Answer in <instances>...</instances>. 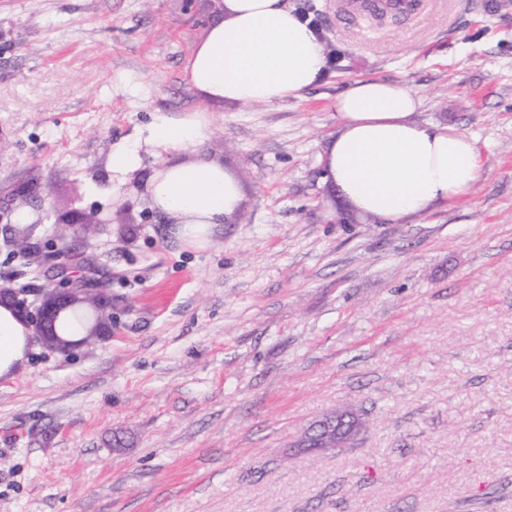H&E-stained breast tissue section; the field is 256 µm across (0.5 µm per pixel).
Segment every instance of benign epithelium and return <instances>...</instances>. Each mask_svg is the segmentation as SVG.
I'll list each match as a JSON object with an SVG mask.
<instances>
[{"label": "benign epithelium", "instance_id": "1", "mask_svg": "<svg viewBox=\"0 0 512 512\" xmlns=\"http://www.w3.org/2000/svg\"><path fill=\"white\" fill-rule=\"evenodd\" d=\"M8 296L24 314L35 337L48 347L66 352L79 345L112 333V293L100 285H81L41 289V302L32 308L18 302L17 290L0 287V296ZM86 305L95 312L94 321L77 342L62 341L56 332V321L69 308ZM362 428V423L351 411L335 410L312 423L298 438L295 447L311 452L344 448Z\"/></svg>", "mask_w": 512, "mask_h": 512}]
</instances>
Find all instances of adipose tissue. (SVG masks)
<instances>
[{
    "label": "adipose tissue",
    "mask_w": 512,
    "mask_h": 512,
    "mask_svg": "<svg viewBox=\"0 0 512 512\" xmlns=\"http://www.w3.org/2000/svg\"><path fill=\"white\" fill-rule=\"evenodd\" d=\"M317 32L286 0H222L219 19L187 61L191 87L206 99L238 104L299 97L322 77ZM419 96L379 79H357L336 99L338 131L324 156L325 178L362 217L384 223L462 196L481 177L474 139L453 126L422 123ZM204 137L192 116L157 117L147 139L169 153L150 177L153 207L186 236L231 221L245 196L219 161L190 155ZM32 332L0 302V378L24 366Z\"/></svg>",
    "instance_id": "1"
}]
</instances>
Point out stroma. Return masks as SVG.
Here are the masks:
<instances>
[{
  "label": "stroma",
  "instance_id": "1",
  "mask_svg": "<svg viewBox=\"0 0 512 512\" xmlns=\"http://www.w3.org/2000/svg\"><path fill=\"white\" fill-rule=\"evenodd\" d=\"M287 3L344 59L240 105L185 74L221 0H0V208L36 189L32 261L0 222V285L47 287L66 218L99 211L71 272L110 289L113 322L0 379V512H512V7L424 0L393 24ZM359 78L474 138L468 194L395 224L339 198L323 156ZM192 115L245 194L195 245L145 190L149 125ZM135 143L141 167L113 173ZM335 408L366 423L350 447L292 448Z\"/></svg>",
  "mask_w": 512,
  "mask_h": 512
}]
</instances>
